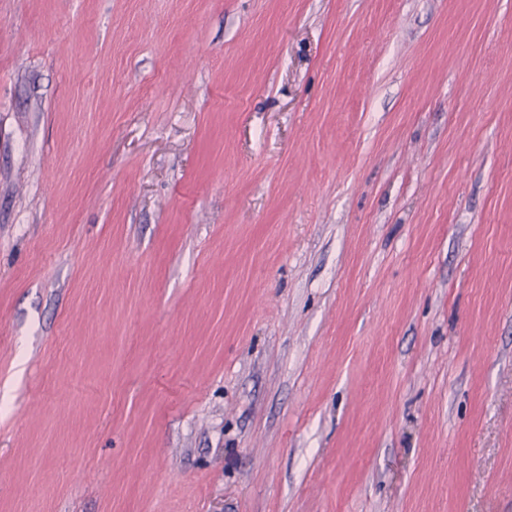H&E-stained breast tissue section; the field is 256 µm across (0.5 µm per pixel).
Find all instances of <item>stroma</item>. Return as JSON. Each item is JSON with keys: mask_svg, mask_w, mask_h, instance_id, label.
<instances>
[{"mask_svg": "<svg viewBox=\"0 0 512 512\" xmlns=\"http://www.w3.org/2000/svg\"><path fill=\"white\" fill-rule=\"evenodd\" d=\"M0 512H512V0H0Z\"/></svg>", "mask_w": 512, "mask_h": 512, "instance_id": "35a3bbf8", "label": "stroma"}]
</instances>
